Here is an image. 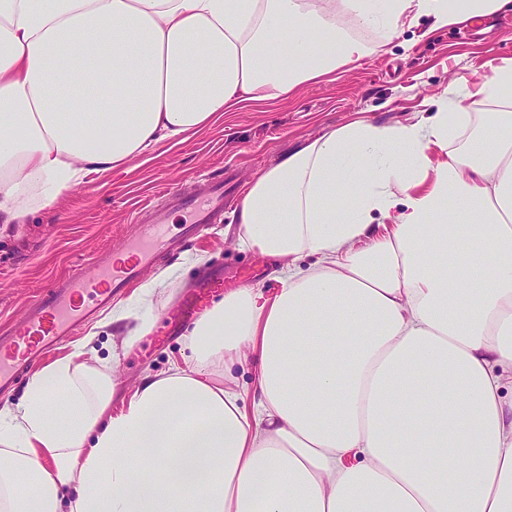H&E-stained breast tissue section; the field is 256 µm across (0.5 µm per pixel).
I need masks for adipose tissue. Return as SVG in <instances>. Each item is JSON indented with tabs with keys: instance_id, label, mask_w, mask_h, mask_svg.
<instances>
[{
	"instance_id": "1",
	"label": "adipose tissue",
	"mask_w": 512,
	"mask_h": 512,
	"mask_svg": "<svg viewBox=\"0 0 512 512\" xmlns=\"http://www.w3.org/2000/svg\"><path fill=\"white\" fill-rule=\"evenodd\" d=\"M509 5L0 0V224L349 68L361 30ZM234 220L279 290L213 302L120 409L86 345L35 373L0 402V512H512V59L406 122L307 139Z\"/></svg>"
}]
</instances>
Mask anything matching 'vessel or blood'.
<instances>
[{
	"mask_svg": "<svg viewBox=\"0 0 512 512\" xmlns=\"http://www.w3.org/2000/svg\"><path fill=\"white\" fill-rule=\"evenodd\" d=\"M224 209V185L208 183L193 195L170 191L160 205L147 206L148 220L130 238L127 259L104 252L80 262L58 277L53 286L30 304L24 319L11 331L0 333V392L8 391L17 377L52 350L65 336L110 309L114 300L157 263L171 247L165 227L174 214L187 215L186 233L194 234L211 223ZM223 278L204 277L200 290L185 303L186 316L207 305L213 290L223 288Z\"/></svg>",
	"mask_w": 512,
	"mask_h": 512,
	"instance_id": "vessel-or-blood-1",
	"label": "vessel or blood"
}]
</instances>
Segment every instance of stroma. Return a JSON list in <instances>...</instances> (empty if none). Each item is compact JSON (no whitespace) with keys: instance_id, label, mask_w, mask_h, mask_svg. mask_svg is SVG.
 Segmentation results:
<instances>
[{"instance_id":"stroma-1","label":"stroma","mask_w":512,"mask_h":512,"mask_svg":"<svg viewBox=\"0 0 512 512\" xmlns=\"http://www.w3.org/2000/svg\"><path fill=\"white\" fill-rule=\"evenodd\" d=\"M512 58V8L462 24L431 29L428 20L403 28L378 51L335 80L310 83L284 102H251L225 113L217 123L190 134L172 147L160 144L133 159L107 180H93L61 193L53 206L28 213L20 224L0 226V330L18 323L27 304L53 280L96 253L124 249L135 230L140 208L157 204L170 190L200 191L203 178H232L224 212L198 239L175 256L146 270L144 279L165 272L170 282L156 295L151 311H142L136 292L118 302L128 320L89 325L57 350L71 352L90 342L101 363L118 362L117 394L127 393L149 372L180 360L188 328L178 306L197 287L201 274H220L226 290L258 286L275 292L279 283L276 257L238 245L227 228L240 200V187L278 157L323 130L364 117L378 125L404 121L423 110L427 100H443L458 81L489 75V62ZM206 253L199 267L193 258ZM147 316L146 335L128 338L138 316ZM116 340L125 348L113 349Z\"/></svg>"}]
</instances>
